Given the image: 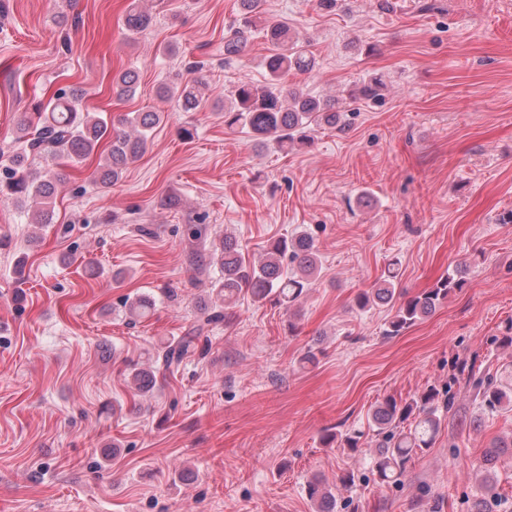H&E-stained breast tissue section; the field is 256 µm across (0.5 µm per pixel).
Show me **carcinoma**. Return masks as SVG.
<instances>
[{
	"label": "carcinoma",
	"mask_w": 512,
	"mask_h": 512,
	"mask_svg": "<svg viewBox=\"0 0 512 512\" xmlns=\"http://www.w3.org/2000/svg\"><path fill=\"white\" fill-rule=\"evenodd\" d=\"M261 2L240 0L239 19L224 32L226 58L244 51L259 24L268 43V55L263 59L265 81L241 82L230 92L229 100L224 102V125L253 134L268 149L286 152L305 144L312 131L339 125L342 112L336 109L339 100L334 97L320 99L301 88L284 85L283 78L288 73L310 75L316 71L318 63L288 23H271L264 18ZM152 21L151 14L134 4L126 17V26L135 34L149 27ZM137 83V74L125 71L116 81L117 93L130 97L135 94ZM383 88L382 79L373 76L363 83L358 94L376 99ZM157 94L161 99L177 98L187 111H195L205 103L196 82L162 83ZM125 122L131 130L114 137L106 119L80 111L76 100L64 92L39 106L35 119L26 112L21 113L16 123V140L22 142V151L14 153L0 169V201H10L21 208L31 206L32 224L51 223L55 179L31 167L29 156L63 159L76 165L107 138L110 151L104 164L103 181H119L129 165L144 153L151 132L160 123V113L137 112ZM208 258L220 267L223 277L215 281L212 288L216 301L214 310L204 320L207 325L227 317V310L244 291L259 301L268 300L288 308L298 305L318 279L321 267L313 239L306 231L271 241L264 254L251 264L244 262L235 237L226 235L212 246ZM463 284V278L450 273L440 278L433 288L408 297L398 288L397 274L392 270L372 287L359 292L355 304L360 310L388 308L391 316L384 335L394 337L431 315ZM124 306L130 319L137 320L153 311L155 301L147 295H139L126 299ZM201 331L199 325L173 340L151 368L134 370L135 387L140 391L149 389L160 371L179 365L188 353L196 351ZM476 387L477 396L490 410L512 406V370L506 368L499 379L479 381ZM452 406V399L440 400L439 393L431 388L410 401L387 397L375 407L372 430L377 438L375 467L381 483L401 482L409 463L432 447ZM505 460H512V435L493 439L481 465L470 474V479L481 490L477 512H486V501L494 493V469ZM306 494L316 506V512H335V496L323 481L317 478L307 481Z\"/></svg>",
	"instance_id": "carcinoma-1"
}]
</instances>
